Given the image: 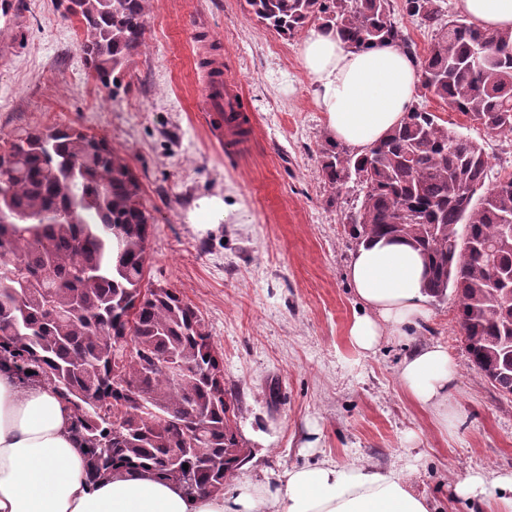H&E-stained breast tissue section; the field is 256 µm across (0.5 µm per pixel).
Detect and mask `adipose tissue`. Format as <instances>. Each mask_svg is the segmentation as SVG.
I'll use <instances>...</instances> for the list:
<instances>
[{
    "mask_svg": "<svg viewBox=\"0 0 512 512\" xmlns=\"http://www.w3.org/2000/svg\"><path fill=\"white\" fill-rule=\"evenodd\" d=\"M457 6L478 26L512 28V0H457ZM299 55L336 142L364 150L405 118L418 73L394 44L355 49L319 26L306 32ZM348 279L363 307L349 339L362 354L373 353L384 337L407 335L429 316L424 260L406 242L380 238L361 246ZM456 374L447 348L428 343L404 357L399 381L415 403L444 419ZM454 493L464 500L495 498L512 512V472L469 470ZM0 512H433V506L396 469L331 460L289 468L273 485L220 494L189 496L142 471L93 485L70 433L69 410L50 389L21 387L2 372Z\"/></svg>",
    "mask_w": 512,
    "mask_h": 512,
    "instance_id": "ef3b65f1",
    "label": "adipose tissue"
}]
</instances>
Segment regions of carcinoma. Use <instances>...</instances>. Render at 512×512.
<instances>
[{
    "mask_svg": "<svg viewBox=\"0 0 512 512\" xmlns=\"http://www.w3.org/2000/svg\"><path fill=\"white\" fill-rule=\"evenodd\" d=\"M246 3L284 37L317 21L353 48L394 43L427 92L491 133L512 132V29L448 15L440 0H403L432 32L419 60L390 0ZM60 5L64 18H80L79 49L105 86L144 46L149 0ZM477 45L488 58L480 69L469 65ZM318 153L332 191L360 186L352 236L420 252L426 294L453 293L473 365L511 396L512 233L503 224L512 174L491 178L482 147L417 104L360 154L331 139ZM142 193L104 136L33 128L0 147V369L46 386L70 410L89 482L142 470L190 496L219 494L250 449L224 388V353L192 304L151 281L154 217Z\"/></svg>",
    "mask_w": 512,
    "mask_h": 512,
    "instance_id": "1",
    "label": "carcinoma"
}]
</instances>
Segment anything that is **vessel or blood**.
I'll list each match as a JSON object with an SVG mask.
<instances>
[{"instance_id": "b4317fda", "label": "vessel or blood", "mask_w": 512, "mask_h": 512, "mask_svg": "<svg viewBox=\"0 0 512 512\" xmlns=\"http://www.w3.org/2000/svg\"><path fill=\"white\" fill-rule=\"evenodd\" d=\"M206 103L214 125L224 129L231 142L239 144L248 137L252 120L242 105V92L237 83L220 76L208 81Z\"/></svg>"}]
</instances>
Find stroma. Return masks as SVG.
<instances>
[{
	"label": "stroma",
	"instance_id": "stroma-1",
	"mask_svg": "<svg viewBox=\"0 0 512 512\" xmlns=\"http://www.w3.org/2000/svg\"><path fill=\"white\" fill-rule=\"evenodd\" d=\"M0 16V142L28 127L106 135L138 175L155 218L150 275L201 312L224 353V386L251 455L228 488L276 481L327 459L405 471L435 512H499L452 495L469 469L512 471V397L471 365L453 299L428 302L426 324L388 336L375 354L351 344L360 306L347 278L359 247L349 215L355 183L333 194L318 149L329 133L302 68L300 37L260 24L246 0H151L145 44L103 86L79 50L82 28L59 0H10ZM219 61L254 119L250 141L221 139L201 110ZM414 100L480 144L492 174L512 170V135L491 134L432 95ZM223 197L238 218L201 231L197 199ZM437 342L457 366L450 424L403 390L398 368Z\"/></svg>",
	"mask_w": 512,
	"mask_h": 512
}]
</instances>
